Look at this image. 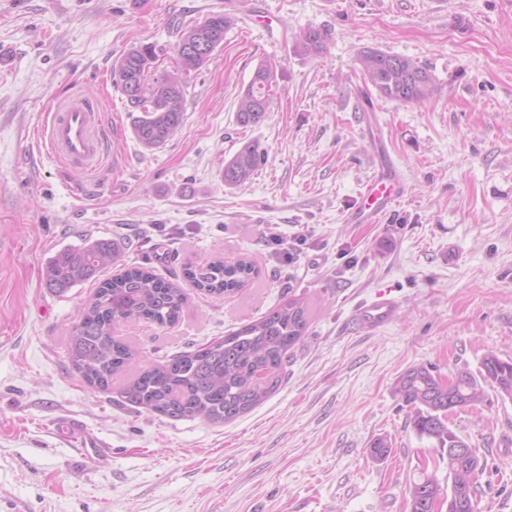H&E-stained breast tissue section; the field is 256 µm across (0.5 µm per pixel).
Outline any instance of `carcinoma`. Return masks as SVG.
Returning a JSON list of instances; mask_svg holds the SVG:
<instances>
[{"label": "carcinoma", "mask_w": 512, "mask_h": 512, "mask_svg": "<svg viewBox=\"0 0 512 512\" xmlns=\"http://www.w3.org/2000/svg\"><path fill=\"white\" fill-rule=\"evenodd\" d=\"M234 19L220 11L180 30L176 45L177 67L148 79L157 59L153 44L131 47L112 68L113 84L126 96L139 143L153 149L164 144L184 121L185 76L205 66ZM326 32L302 30L295 50L311 57L327 48ZM358 64L366 84L379 96L401 103H420L435 93L432 75L416 61L367 48ZM277 63H260L238 104L242 126L265 120ZM266 150L247 142L224 164V184L248 180L265 160ZM117 240L87 241L58 251L45 267L46 286L57 292L94 280L98 286L78 323L67 336V355L84 382L107 389L134 359V351L113 334L122 322L145 320L160 328L174 326L183 312L186 295L178 285L144 266H129L106 279L100 273L121 258ZM184 278L195 288L220 298L233 294L258 276L245 256L216 259L205 266L188 264ZM308 310L300 298L276 305L264 316L247 323L220 341L171 356L162 364L148 365L128 378L120 396L130 405L173 419L202 418L213 424L231 421L259 404L281 385L288 351L303 337ZM496 387L512 400V362L488 353L480 377L461 371L444 380L424 365L413 366L396 381V392L410 407V423L419 437L448 449V512H476V485L472 474L483 470L472 446L448 427V409L473 408L483 400L482 383ZM443 488L437 474L421 472L410 488L411 512H433Z\"/></svg>", "instance_id": "1"}]
</instances>
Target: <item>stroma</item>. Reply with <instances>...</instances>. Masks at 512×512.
<instances>
[{
    "label": "stroma",
    "mask_w": 512,
    "mask_h": 512,
    "mask_svg": "<svg viewBox=\"0 0 512 512\" xmlns=\"http://www.w3.org/2000/svg\"><path fill=\"white\" fill-rule=\"evenodd\" d=\"M221 11L236 23L185 82L182 125L159 148L131 129L114 61L155 45L173 71L180 27ZM307 27L323 55L296 52ZM0 512H410L422 471L448 460L416 436L395 392L408 368L478 373L486 353L512 361V0H0ZM366 47L429 69L422 104L374 98L406 192L375 224L348 211L381 162L360 120ZM280 67L253 126L237 101L255 68ZM81 96L109 114L90 167L50 154L54 107ZM267 156L226 186L245 142ZM123 242L122 261L180 284V322L116 333L146 363L304 299L309 325L279 388L223 425L131 406L119 385L89 388L66 336L96 284L59 293L43 272L57 251ZM246 255L260 275L215 298L183 278L186 262ZM394 297L395 320L367 333L353 310ZM449 427L485 464L477 512H512V400L485 386ZM105 456L77 454L79 432ZM391 451L373 458L371 442ZM328 35L318 28L308 27L297 36L295 50L311 57H319L327 48Z\"/></svg>",
    "instance_id": "35a3bbf8"
}]
</instances>
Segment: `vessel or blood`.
<instances>
[{
    "label": "vessel or blood",
    "instance_id": "vessel-or-blood-1",
    "mask_svg": "<svg viewBox=\"0 0 512 512\" xmlns=\"http://www.w3.org/2000/svg\"><path fill=\"white\" fill-rule=\"evenodd\" d=\"M105 121L88 100L75 96L65 100L53 113L46 132L48 150L59 157L90 166L99 161L105 142ZM404 184L393 164H386L380 176L370 179L362 197L348 220L353 224H374L386 215L402 197ZM397 303L386 294L376 296L352 313V319L363 330L374 331L396 316Z\"/></svg>",
    "mask_w": 512,
    "mask_h": 512
}]
</instances>
